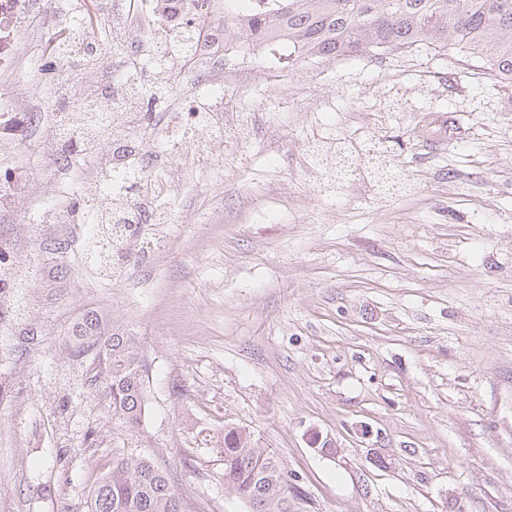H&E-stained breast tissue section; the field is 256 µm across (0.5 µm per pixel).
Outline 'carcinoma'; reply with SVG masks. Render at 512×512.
<instances>
[{"instance_id":"cac0c4a2","label":"carcinoma","mask_w":512,"mask_h":512,"mask_svg":"<svg viewBox=\"0 0 512 512\" xmlns=\"http://www.w3.org/2000/svg\"><path fill=\"white\" fill-rule=\"evenodd\" d=\"M224 0V31L255 38L276 30L288 41V64L412 48L457 49L490 63L512 88V0ZM73 357L93 353L109 390L110 408L127 429L145 413V364L137 339L120 328L105 333L87 312L75 326ZM215 447L224 458V486L259 512H304L301 487L283 459L238 427H224ZM88 512H184L168 474L147 455L113 459Z\"/></svg>"}]
</instances>
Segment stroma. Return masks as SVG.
<instances>
[{
	"label": "stroma",
	"mask_w": 512,
	"mask_h": 512,
	"mask_svg": "<svg viewBox=\"0 0 512 512\" xmlns=\"http://www.w3.org/2000/svg\"><path fill=\"white\" fill-rule=\"evenodd\" d=\"M251 81L224 90L250 138L219 162L182 143L172 223L114 278L49 250L14 195L27 221L0 236L32 270L0 361V512H87L123 452L166 469L185 512H245L204 441L227 425L282 456L310 512H512V90L422 48ZM371 128L405 192L380 194L364 153L356 184L318 191L307 142ZM90 310L145 356L136 431L70 353Z\"/></svg>",
	"instance_id": "1"
}]
</instances>
